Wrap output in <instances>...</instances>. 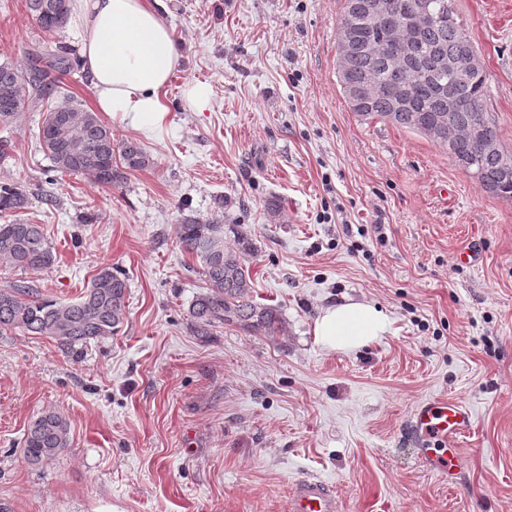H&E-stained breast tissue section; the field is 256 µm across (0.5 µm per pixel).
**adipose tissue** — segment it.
Listing matches in <instances>:
<instances>
[{
    "mask_svg": "<svg viewBox=\"0 0 512 512\" xmlns=\"http://www.w3.org/2000/svg\"><path fill=\"white\" fill-rule=\"evenodd\" d=\"M165 0H71L80 57L100 111L136 128L162 126L164 94L180 54L165 21ZM388 315L368 302L347 300L321 309L316 340L333 351L360 350L387 333Z\"/></svg>",
    "mask_w": 512,
    "mask_h": 512,
    "instance_id": "ef3b65f1",
    "label": "adipose tissue"
}]
</instances>
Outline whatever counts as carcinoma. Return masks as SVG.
Listing matches in <instances>:
<instances>
[{"label": "carcinoma", "instance_id": "1", "mask_svg": "<svg viewBox=\"0 0 512 512\" xmlns=\"http://www.w3.org/2000/svg\"><path fill=\"white\" fill-rule=\"evenodd\" d=\"M433 19L421 21L413 52L418 56L435 53L453 57L463 51L476 52L477 46L468 29L458 21L452 0H430ZM368 38L374 48L367 55L354 56L344 63L336 62L337 78L350 108L364 119L379 118L396 127L430 137L428 124L441 111L440 99L430 84H421L410 93L412 111L421 115L420 123L393 115L391 101L374 96L359 98L352 87L369 79L381 80L386 67L387 37L371 31ZM30 67L22 69L7 57L0 60V97L13 101L11 108L0 109V129L10 127L25 105L26 97L49 99L59 92L58 76L79 65L66 45L53 52H28ZM436 83L451 89L459 102L452 117L457 130L472 121H484L488 133L499 138L497 124L487 109V88L484 71L471 73L464 82H457L451 73H443ZM68 114L67 121L57 119L58 111ZM38 137L52 171L62 175H84L97 183L112 187L120 184L128 170L145 169L152 159L139 143L126 141L119 145V161L112 162V128L96 113L64 101L49 106L44 113ZM471 164L461 170L476 179L492 195L512 200V178L499 173L495 157L474 152L460 143ZM28 194L18 183L0 182V214H13L26 209ZM179 243L199 263L207 291L196 297L190 307L195 332L208 336L212 330L235 321L248 323L269 337L279 335L282 319L271 306H259L250 299L251 270L241 256L224 248V216L203 223L185 217L178 225ZM0 262L20 271H39L53 264L52 247L44 228L30 220L14 219L0 224ZM127 280L103 266L89 285L71 301H56L43 296L32 280L20 279L0 289V332L19 329L33 336L55 340L69 353H76L92 340L114 335L127 316ZM69 425L62 414L47 410L28 426L23 441L25 460L41 466L69 447Z\"/></svg>", "mask_w": 512, "mask_h": 512}]
</instances>
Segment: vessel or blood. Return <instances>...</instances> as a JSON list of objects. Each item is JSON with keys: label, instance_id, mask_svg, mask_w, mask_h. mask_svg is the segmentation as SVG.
Returning a JSON list of instances; mask_svg holds the SVG:
<instances>
[{"label": "vessel or blood", "instance_id": "obj_1", "mask_svg": "<svg viewBox=\"0 0 512 512\" xmlns=\"http://www.w3.org/2000/svg\"><path fill=\"white\" fill-rule=\"evenodd\" d=\"M474 414L470 407L455 399L435 398L420 403L412 412L407 433L413 452L428 470L456 485L465 461L453 440L469 433ZM289 512H342L330 484L310 478L294 488Z\"/></svg>", "mask_w": 512, "mask_h": 512}]
</instances>
